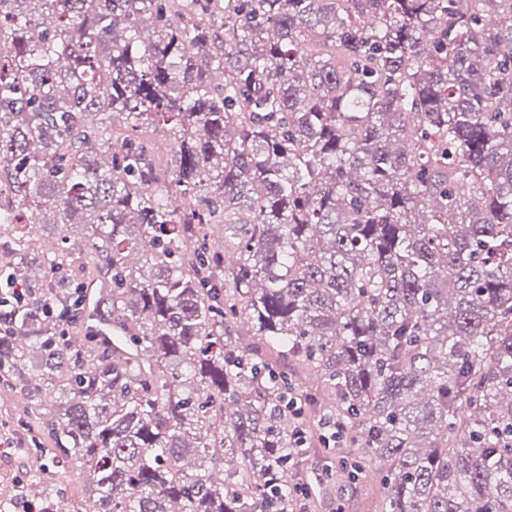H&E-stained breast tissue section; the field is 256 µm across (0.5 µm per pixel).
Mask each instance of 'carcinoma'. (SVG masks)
Here are the masks:
<instances>
[{"mask_svg":"<svg viewBox=\"0 0 512 512\" xmlns=\"http://www.w3.org/2000/svg\"><path fill=\"white\" fill-rule=\"evenodd\" d=\"M0 169V280L49 201L77 271L0 308L51 442L0 512H58L60 463L72 512H296L314 448L378 460L379 512H512V0H0ZM164 131L165 129L162 128H157L156 130L149 128L145 136L151 138L158 144L159 151L157 153V161L162 169L169 171L173 164L174 153ZM59 486L63 489L61 492L69 501H79L83 494V479L75 472L59 471L57 474Z\"/></svg>","mask_w":512,"mask_h":512,"instance_id":"carcinoma-1","label":"carcinoma"}]
</instances>
